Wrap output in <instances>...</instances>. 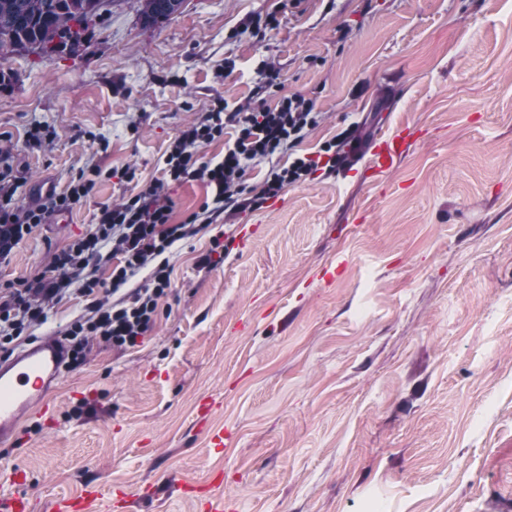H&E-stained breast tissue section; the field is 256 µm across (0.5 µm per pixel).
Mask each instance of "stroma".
Returning <instances> with one entry per match:
<instances>
[{
    "mask_svg": "<svg viewBox=\"0 0 512 512\" xmlns=\"http://www.w3.org/2000/svg\"><path fill=\"white\" fill-rule=\"evenodd\" d=\"M272 11L278 28L250 24ZM264 61L316 101L303 152L352 123L364 148L388 121L416 140L385 176L320 169L174 244L151 333L62 374L53 424L30 415L0 442V492L19 466L32 512L91 483L154 487L112 512H203L179 479L226 512H512V0H188L152 27L112 0L76 54L0 58L18 204L90 163L114 172L15 244L0 291L160 178L215 98L247 104ZM35 125L54 141L26 146ZM216 241L222 263L199 268ZM85 312L67 296L18 347ZM214 430L231 434L218 453Z\"/></svg>",
    "mask_w": 512,
    "mask_h": 512,
    "instance_id": "1",
    "label": "stroma"
}]
</instances>
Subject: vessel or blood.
I'll return each mask as SVG.
<instances>
[{
	"mask_svg": "<svg viewBox=\"0 0 512 512\" xmlns=\"http://www.w3.org/2000/svg\"><path fill=\"white\" fill-rule=\"evenodd\" d=\"M411 137V129L405 124L380 132L363 155L365 167L380 176L391 171L407 151ZM66 361L67 351L54 336L38 339L0 361L1 442L14 435L31 410L37 408L43 415L53 416L55 408L49 401V394L65 369ZM9 479L17 489L0 494V512H29L30 502L19 490L25 482L24 471L11 470ZM128 497L125 489L93 484L86 486L82 496L57 502L55 512H88L93 503L105 499L119 504Z\"/></svg>",
	"mask_w": 512,
	"mask_h": 512,
	"instance_id": "vessel-or-blood-1",
	"label": "vessel or blood"
}]
</instances>
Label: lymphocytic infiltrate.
I'll return each instance as SVG.
<instances>
[{
  "mask_svg": "<svg viewBox=\"0 0 512 512\" xmlns=\"http://www.w3.org/2000/svg\"><path fill=\"white\" fill-rule=\"evenodd\" d=\"M259 71L263 80L248 104L231 107L224 99H215L211 109L189 123L170 145L161 179L122 204L102 206L93 228L55 254L53 277L41 276L24 288L0 293L1 352L12 353L29 327L46 319L50 304L73 293L85 298L88 314L73 321L63 336L68 369L85 364L91 341L117 350L136 346L154 328L159 302L171 286L165 254L175 243L201 231L200 214L212 220L233 218L241 211L261 208L286 186L304 182L319 165L335 167L343 146L355 136L356 126L322 143L319 158L300 152V144L319 123L314 100L291 94L268 105V94L281 85L280 72L265 62ZM217 141L224 144L223 158L204 159L202 148ZM276 156L282 158V165L269 173L257 193L246 192L242 184L246 172ZM106 174L100 165H89L64 191L24 206L17 204L16 194L25 178L10 150L0 148V259H7L13 245L33 228L54 214L73 210ZM187 182L203 183L206 199L200 212L178 221L168 189ZM92 259L111 266L109 281L89 271ZM144 268L151 271L148 282L122 295L129 279Z\"/></svg>",
  "mask_w": 512,
  "mask_h": 512,
  "instance_id": "obj_1",
  "label": "lymphocytic infiltrate"
}]
</instances>
